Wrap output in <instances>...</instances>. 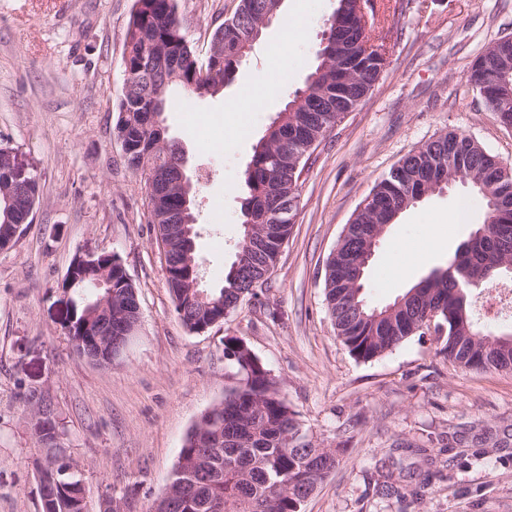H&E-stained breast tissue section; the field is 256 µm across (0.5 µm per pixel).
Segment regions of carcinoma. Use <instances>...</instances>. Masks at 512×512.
<instances>
[{
  "instance_id": "cac0c4a2",
  "label": "carcinoma",
  "mask_w": 512,
  "mask_h": 512,
  "mask_svg": "<svg viewBox=\"0 0 512 512\" xmlns=\"http://www.w3.org/2000/svg\"><path fill=\"white\" fill-rule=\"evenodd\" d=\"M275 0H239L235 15L214 31L210 45L222 56L211 59L193 49L182 33L176 0H135L129 18L125 47L138 66L132 89L122 93L114 130L126 133V156L130 167L139 168L143 158L164 165L168 156L181 151L179 143L159 130L145 127L144 113L166 112L169 94L178 89L190 97H206L224 88L237 67L238 45L246 28L254 25L274 6ZM327 44L318 51L317 78L306 84L257 142L245 183L248 196L242 204V225L258 227L256 238L246 240L242 231L232 262L221 287L206 292L198 269L187 262L186 253L195 250L193 191L172 186L151 199L153 211L161 217L159 234L167 236L171 225L183 224L165 256L166 281L175 312L184 326L197 332L217 316L229 317L240 307L239 294L248 281L273 270L279 243L288 238L299 209V180L313 151L306 147L322 143L326 134L342 120V109L370 93L382 69L375 53L360 44L363 32L357 16V0H337L329 20ZM512 69V39L490 43L471 66L469 81L485 87V103L505 125L512 126V90L508 72ZM477 194L482 222L448 260V266L432 270L407 289L392 306L376 309L367 304L365 284L354 287L355 263L371 246L378 224L394 221L427 194L431 185L447 174ZM366 210L346 226L336 249L329 255L324 273V296L336 336L356 359L368 361L402 344L418 333L427 317L445 325L438 337L437 353L459 368L476 371H511L512 343L508 334H494L481 328L475 315L474 292L487 288L512 264V178H502L496 156L463 132L441 133L405 155L404 173L387 174L372 191ZM22 208L0 202V235H10V225L28 224ZM75 310L71 342L80 356L85 354L86 337L81 335L84 314L105 295L95 278L73 288ZM224 358L233 368L235 384L224 402L203 415L186 436L178 460L188 463L205 457L219 479L206 482L186 469L184 497L176 507L162 501L156 512H208L205 504L218 501L222 512H297L302 490L317 487L340 465L339 449L321 448L309 438L297 414L281 395L279 384L245 340L224 337ZM48 426L39 442L58 462L67 466L60 453L58 420L50 407ZM484 439L485 449L456 456L472 464L504 447L497 432L509 426H471ZM56 480L55 495L41 497L42 512H85L86 489L75 475L54 474L44 466L40 483Z\"/></svg>"
}]
</instances>
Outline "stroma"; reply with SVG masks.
<instances>
[{
  "label": "stroma",
  "instance_id": "35a3bbf8",
  "mask_svg": "<svg viewBox=\"0 0 512 512\" xmlns=\"http://www.w3.org/2000/svg\"><path fill=\"white\" fill-rule=\"evenodd\" d=\"M375 26L390 32L379 82L314 153L300 204L269 286L231 317L188 332L178 319L151 224L144 180L114 134L124 78L125 36L135 0H0V147L12 148L42 192L30 224L0 250V512H41L33 430L37 395L54 409L64 452L87 488L86 512L103 497L151 512L192 426L224 399L233 371L225 336L245 339L279 382L308 435L340 448V467L304 512H512V457L468 468L449 463L451 426L512 425V372L472 373L411 338L385 355L354 359L337 339L323 294L325 261L375 183L406 153L455 129L512 165L503 126L468 80L495 39L512 35V0H375ZM239 0H177L197 52ZM336 0H300L306 42L283 52L279 26L264 29L223 92L163 114L198 184L195 254L200 286L222 285L241 236L245 171L257 141L305 85ZM263 71L277 93L253 104L249 135L230 136L228 100L251 95ZM213 142L202 152L198 142ZM469 188L425 197L388 225L365 278L366 299L384 307L467 240L473 224L450 217ZM433 236L440 248L423 254ZM109 251L123 263L141 319L112 366L79 357L63 328L70 293L61 282L76 255ZM431 448V458L406 453Z\"/></svg>",
  "mask_w": 512,
  "mask_h": 512
}]
</instances>
